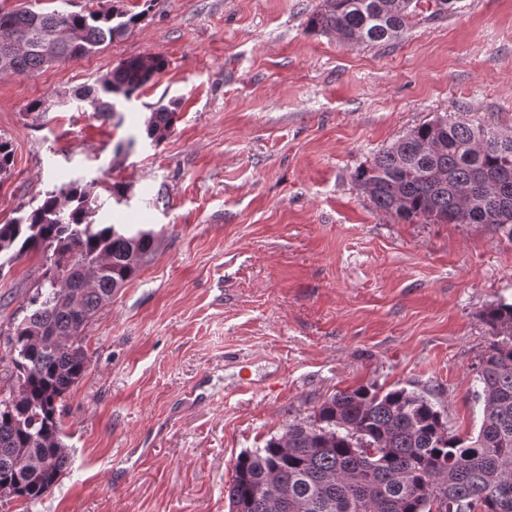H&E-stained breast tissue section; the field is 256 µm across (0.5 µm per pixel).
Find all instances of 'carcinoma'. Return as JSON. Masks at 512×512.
Listing matches in <instances>:
<instances>
[{
    "instance_id": "1",
    "label": "carcinoma",
    "mask_w": 512,
    "mask_h": 512,
    "mask_svg": "<svg viewBox=\"0 0 512 512\" xmlns=\"http://www.w3.org/2000/svg\"><path fill=\"white\" fill-rule=\"evenodd\" d=\"M458 0H327L308 25L346 43H391L420 13L440 17ZM144 13L112 6L80 12L0 10V72L34 75L87 56L133 32ZM167 65L134 57L75 92L104 120ZM177 112L151 113L159 143ZM13 148L0 137V180ZM354 180L376 208L399 219L491 224L512 236V133L452 113L424 123L377 153ZM99 182L70 181L44 193L27 214L0 224V271L43 257L27 313L6 334L7 389L0 390V488L35 503L68 466L58 407L89 368L85 330L112 296L157 253L154 230L96 224ZM493 341L471 396L481 407L476 436L453 433L432 397L418 390L361 386L335 393L262 448L242 453L227 490L230 512H512V303L481 313Z\"/></svg>"
}]
</instances>
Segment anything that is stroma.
<instances>
[{
  "label": "stroma",
  "instance_id": "obj_1",
  "mask_svg": "<svg viewBox=\"0 0 512 512\" xmlns=\"http://www.w3.org/2000/svg\"><path fill=\"white\" fill-rule=\"evenodd\" d=\"M143 0H0L74 11ZM326 0H153L128 38L31 76L0 73V136L14 148L0 224L81 179L127 202L99 224L157 233L155 258L86 329L91 365L61 406L70 456L41 502L0 512H229L238 454L326 397L360 386L428 392L461 437L491 338L512 302V237L482 224L401 220L353 179L439 116L512 130V0H458L395 42L310 29ZM168 65L99 120L68 99L123 60ZM53 100L45 113L27 112ZM175 106L153 145L145 123ZM130 150L116 152L121 142ZM40 258L0 276V332L34 294Z\"/></svg>",
  "mask_w": 512,
  "mask_h": 512
}]
</instances>
